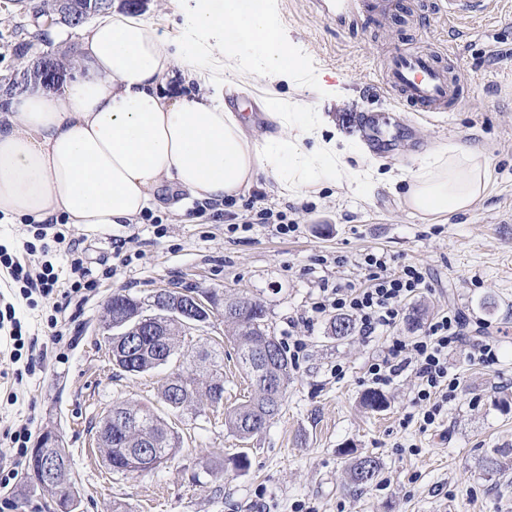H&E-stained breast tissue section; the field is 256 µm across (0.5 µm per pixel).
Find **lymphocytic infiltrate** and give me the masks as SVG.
<instances>
[{
  "instance_id": "1",
  "label": "lymphocytic infiltrate",
  "mask_w": 512,
  "mask_h": 512,
  "mask_svg": "<svg viewBox=\"0 0 512 512\" xmlns=\"http://www.w3.org/2000/svg\"><path fill=\"white\" fill-rule=\"evenodd\" d=\"M37 243H24L28 254H40L35 264L20 262L0 247V269L10 281L18 284L19 294L27 306H36L38 298L61 293L68 301L86 304L96 292L99 279L84 259L80 240L67 239L63 229L54 224L39 227ZM67 244L70 263L66 275L55 272L48 257L58 244ZM363 263L368 271L364 287L321 289L312 304L315 315L330 313L352 318L363 336L389 334L390 340L382 354L367 367L368 378L377 385H391L404 371H413L418 380L417 399L425 403L424 424H433L441 401L451 397L456 384L448 378V355L461 349L467 357L492 363L495 348L487 342L467 341L462 321L455 311L438 315L428 325L424 336L412 341L396 337L394 331L401 316V305L427 284L428 272L416 265L392 268L389 258L379 251L367 252ZM31 430L26 422H18L0 432V489L13 485L18 465L25 453Z\"/></svg>"
}]
</instances>
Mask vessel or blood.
<instances>
[{
    "label": "vessel or blood",
    "instance_id": "vessel-or-blood-1",
    "mask_svg": "<svg viewBox=\"0 0 512 512\" xmlns=\"http://www.w3.org/2000/svg\"><path fill=\"white\" fill-rule=\"evenodd\" d=\"M395 0H330L323 6L325 19L343 27L365 12L386 15L396 9ZM491 0H436L429 23L437 24L454 18H477L490 11ZM446 50L436 52H399L383 65L381 87L396 102L410 112L434 115L455 110L464 99V90L458 75L454 74L446 59ZM384 117L366 114L359 118L375 153L389 152L392 142L382 136L380 127Z\"/></svg>",
    "mask_w": 512,
    "mask_h": 512
}]
</instances>
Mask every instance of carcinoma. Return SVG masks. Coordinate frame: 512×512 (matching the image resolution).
I'll return each instance as SVG.
<instances>
[{
	"label": "carcinoma",
	"instance_id": "1",
	"mask_svg": "<svg viewBox=\"0 0 512 512\" xmlns=\"http://www.w3.org/2000/svg\"><path fill=\"white\" fill-rule=\"evenodd\" d=\"M53 15L60 22L69 23L68 14L83 6V0H49ZM39 67H45L43 75L50 78L47 87L60 85V67L52 60H39ZM232 313L224 317V327L228 335L237 343L239 365L255 387V395L246 402L225 412L224 425L239 438L259 432L258 421L269 417L274 420L279 415L288 382L291 379L293 362L284 346L272 336L266 324L264 306L249 299L230 301ZM147 311L146 303L131 295L112 297V318L102 325L103 334H115L137 323L139 317ZM160 335H144L138 339L139 356L131 364L122 358H112V364L124 372L139 374L154 370L162 363L158 362L157 348L160 343L176 352H183L187 333L190 328L175 319L162 320ZM274 352L273 367L279 386L280 402L276 405L266 403L259 380L255 378L257 362L263 358L264 350ZM161 399L172 410L180 413L195 411L201 407L214 410L224 408V363L216 351L198 352L197 363L172 373L162 386ZM362 405L372 411H379L387 405L385 395L369 390L362 396ZM114 413L133 415L132 427L120 434L112 433V448L107 453V464L118 473H143L155 469L171 458L179 447L178 433L162 425L160 417L148 406L129 407L124 404L112 407ZM148 448V455L138 457L136 449ZM379 462L371 457L358 458L350 467V480L357 485H367L379 473Z\"/></svg>",
	"mask_w": 512,
	"mask_h": 512
}]
</instances>
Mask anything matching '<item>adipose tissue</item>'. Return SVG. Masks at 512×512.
<instances>
[{
  "label": "adipose tissue",
  "instance_id": "adipose-tissue-1",
  "mask_svg": "<svg viewBox=\"0 0 512 512\" xmlns=\"http://www.w3.org/2000/svg\"><path fill=\"white\" fill-rule=\"evenodd\" d=\"M176 2L179 35L106 14L83 28L78 73L61 91L10 98L0 113V223L136 224L162 190L221 201L246 195L262 176L288 199L333 187L364 200L380 185L402 192L409 213L422 217L468 212L485 194L477 146L433 149L405 179L364 164L361 141L279 96L261 102L272 129L249 132L226 97L272 75L295 78L302 59L281 42L268 0ZM176 79L197 83L199 96L167 91Z\"/></svg>",
  "mask_w": 512,
  "mask_h": 512
}]
</instances>
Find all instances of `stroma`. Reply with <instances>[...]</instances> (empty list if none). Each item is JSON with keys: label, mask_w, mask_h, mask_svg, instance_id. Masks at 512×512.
Instances as JSON below:
<instances>
[{"label": "stroma", "mask_w": 512, "mask_h": 512, "mask_svg": "<svg viewBox=\"0 0 512 512\" xmlns=\"http://www.w3.org/2000/svg\"><path fill=\"white\" fill-rule=\"evenodd\" d=\"M38 0H0V83L46 55L72 76L80 31L49 23ZM282 42L302 57L300 82L265 79L250 94L229 98L235 112L255 114L258 101L278 95L301 111L332 115L344 135L356 136L363 112L397 110L379 94L378 64L398 50L424 43L451 47L468 94L460 110L423 118L407 131L384 169L407 176L431 149L448 142L484 150L490 181L482 199L464 214L427 220L409 214L400 196L375 189L353 200L334 189L286 200L258 185L255 208L286 211L298 224L289 237L264 224L228 232L248 217L241 206L214 214L207 203L182 195L185 219L154 212L164 236L152 225L118 224L102 229L69 225L82 239L89 267L111 258L112 241L137 235V255L98 288L83 310L68 307L71 338L55 341L47 326L59 299L19 303L17 315L36 349L46 357L27 373L32 350L23 349L20 378H0V419L33 420V436L56 433L68 450L81 498L75 512H145L161 499V512H512V0H497L490 16L466 24L409 23L397 13L377 25L336 27L313 8V0H271ZM380 250L393 267L417 265L429 272L426 288L409 299L423 311L419 323L401 318L396 333L424 335L442 310L454 309L471 340L494 341L495 363L448 356L458 387L433 425H424L414 397L417 379L407 371L384 388L387 405L370 411L361 404L372 387L366 370L388 339L329 335V317H312L320 287L360 285L367 272L363 255ZM222 290L229 299L259 301L279 341L300 338L278 417L262 432L241 440L224 425L223 412L202 409L174 417L159 392L179 367L171 362L144 374L113 369L99 334L106 302L122 292L142 300L163 288ZM219 345L224 353V404L254 394L236 361V347L224 332L222 315L192 331L191 351ZM20 398L8 404L10 389ZM148 404L178 432L181 444L158 469L145 474L112 472L97 445L96 424L113 405ZM246 454L237 469L230 460ZM380 463L378 479L355 486L348 479L353 456ZM499 457L504 467L489 468ZM12 512H56L51 492L19 473Z\"/></svg>", "instance_id": "35a3bbf8"}]
</instances>
